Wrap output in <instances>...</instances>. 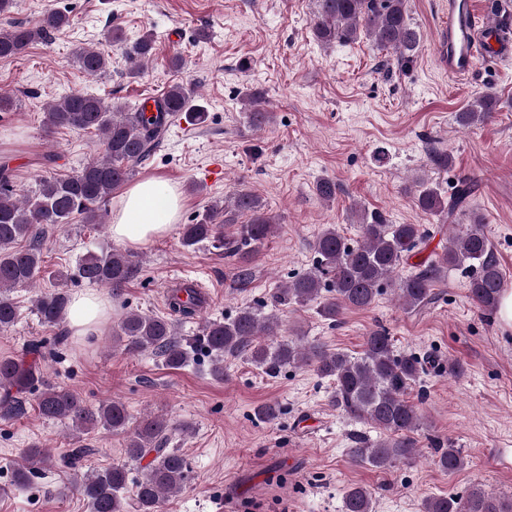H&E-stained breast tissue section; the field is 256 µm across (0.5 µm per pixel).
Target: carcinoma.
<instances>
[{
	"label": "carcinoma",
	"mask_w": 512,
	"mask_h": 512,
	"mask_svg": "<svg viewBox=\"0 0 512 512\" xmlns=\"http://www.w3.org/2000/svg\"><path fill=\"white\" fill-rule=\"evenodd\" d=\"M14 0H0V58L22 56L35 42L52 31L70 24L67 13L54 10L33 24L10 19ZM312 33L323 45L353 43L366 38L378 49L391 51L396 61L410 62L417 51L421 35L409 21L407 0H316ZM110 37L124 44V53L134 65L133 73L153 53L150 36L128 41L122 31L113 28ZM79 67L89 75L108 69V58L93 48H82L76 55ZM262 93L247 94L253 106L250 123L261 127L269 113L258 108ZM127 109L93 95L74 92L50 103L44 115L47 129L68 128L77 132L96 131L102 138L103 156L73 175L47 178L25 200L16 198L11 171L0 166V331L9 329L18 318V309L10 296L15 288L33 286L41 269V240L49 227H63L75 218L85 224L101 223L102 211L113 190L125 184L162 143L175 116L196 124L206 120V110L195 102L194 91L182 85L169 87L152 98ZM497 99L483 94L455 114V122L470 128L484 122L496 110ZM474 190L470 179L458 181L451 197L421 182L413 195L414 205L423 213H445L453 218L467 203ZM234 208L247 213L250 220L240 225L236 236L224 239V251L240 259L237 277L251 276L249 256L271 236L276 221L252 192L235 191ZM359 240L346 242L335 225L325 227L317 236L314 250L317 260L312 268L288 283L280 291L285 300L300 305L314 303L319 315L331 324L344 309H367L381 290L395 285L399 298L409 309L424 306L434 298L433 288L450 268L462 267L469 273V297L491 316L496 313L504 285L498 257L477 216L448 237V249L430 261L416 265L414 273L401 277L398 272L411 253L427 237L419 224H391L380 211H357ZM221 240L214 213L209 212L194 224L183 225L181 243L192 248L207 240ZM139 271L135 261L116 248L88 250L81 255L72 279L100 287L119 288ZM187 300H182V297ZM69 297L64 291L41 293L33 300V310L42 323L58 326L68 317ZM169 305L173 312L191 316L201 306L195 290L186 286L171 289ZM276 335V325L251 309L235 317L205 325L199 341L216 357L213 373L224 375L222 361L226 355L250 354L254 363L269 371L296 364L310 366L319 375L335 382L333 402L349 418L366 422L386 433L375 443L359 442L349 449L353 461L387 469L413 460L418 452L413 434L420 426L418 407L409 400L408 390L423 372L425 360L413 354L395 352L392 339L384 331L367 336L360 356L331 352L320 345L295 342H262L264 336ZM114 338L125 354L152 352L171 369H180L189 359L192 342L176 335L174 325L164 317L136 311L125 313L117 322ZM44 354L39 346H30L17 357L0 358V418L19 417L26 412L27 395L36 390L42 378ZM37 410L46 420L71 424L78 433L102 427L115 434L126 433V456L135 462L147 460L140 480L133 484L132 500L136 512H159L164 498L181 492L189 479L186 458L167 447L170 434L183 433L169 420L147 415L128 431L129 417L123 404L105 401L95 407L86 405L80 396L64 387L47 386L37 395ZM28 465L15 471V482L24 484L35 471L54 465L50 448L33 447L24 452ZM438 463L448 472L463 468L462 449L448 444L437 449ZM127 472L122 466L101 471L88 470L79 477L78 490L88 500L92 512H126ZM424 512H512V497L500 498L479 487L465 496L431 497ZM345 512H371L372 496L362 487L346 492Z\"/></svg>",
	"instance_id": "cac0c4a2"
}]
</instances>
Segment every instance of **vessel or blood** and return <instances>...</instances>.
I'll use <instances>...</instances> for the list:
<instances>
[{
  "mask_svg": "<svg viewBox=\"0 0 512 512\" xmlns=\"http://www.w3.org/2000/svg\"><path fill=\"white\" fill-rule=\"evenodd\" d=\"M511 18L512 0H499L492 15L476 11L471 0H448V18L439 38V56L449 75H470L481 55L504 46L512 50V32L501 27L502 21Z\"/></svg>",
  "mask_w": 512,
  "mask_h": 512,
  "instance_id": "obj_1",
  "label": "vessel or blood"
}]
</instances>
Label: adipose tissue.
I'll list each match as a JSON object with an SVG mask.
<instances>
[{
	"instance_id": "obj_1",
	"label": "adipose tissue",
	"mask_w": 512,
	"mask_h": 512,
	"mask_svg": "<svg viewBox=\"0 0 512 512\" xmlns=\"http://www.w3.org/2000/svg\"><path fill=\"white\" fill-rule=\"evenodd\" d=\"M180 196L171 185L147 180L128 188L113 215V239L131 247H139L151 239L172 231L179 220ZM108 299L95 294H75L69 307V323L73 335L85 336L96 331L107 320Z\"/></svg>"
}]
</instances>
